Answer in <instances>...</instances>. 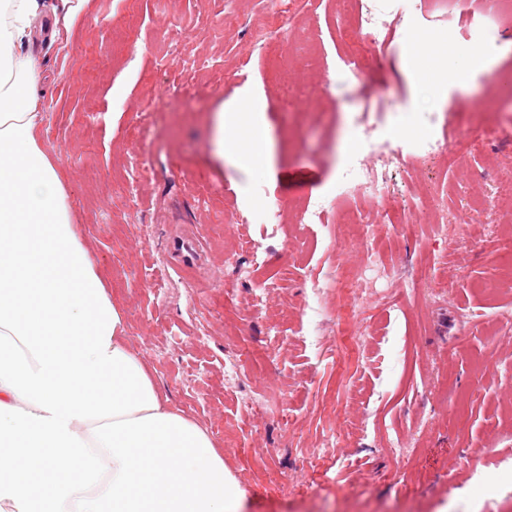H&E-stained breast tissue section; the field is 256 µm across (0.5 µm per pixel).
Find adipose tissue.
Returning a JSON list of instances; mask_svg holds the SVG:
<instances>
[{
    "instance_id": "ef3b65f1",
    "label": "adipose tissue",
    "mask_w": 512,
    "mask_h": 512,
    "mask_svg": "<svg viewBox=\"0 0 512 512\" xmlns=\"http://www.w3.org/2000/svg\"><path fill=\"white\" fill-rule=\"evenodd\" d=\"M89 0H0V512H239L245 493L208 431L171 409L132 349L73 224L70 194L36 132L40 65L33 23L71 25ZM421 82L461 83L426 38ZM218 156L272 164L251 95L214 116Z\"/></svg>"
}]
</instances>
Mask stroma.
Here are the masks:
<instances>
[{
  "mask_svg": "<svg viewBox=\"0 0 512 512\" xmlns=\"http://www.w3.org/2000/svg\"><path fill=\"white\" fill-rule=\"evenodd\" d=\"M435 2L402 0L378 131L414 159L391 191L444 195L471 209L466 228L431 211L396 227L339 222L343 208L376 204L336 195L339 173L368 156L362 105L338 72L348 40L336 0H89L39 55L37 138L76 231L160 393L223 451L244 512H512V213L496 199L512 181V140L493 132L512 102L498 81L512 72V23L484 0H452L443 15ZM260 28L269 49L252 43ZM429 36L451 64L477 47L503 52L438 95L414 77ZM181 85L198 95L167 102ZM243 88L264 101L267 172L214 156V114ZM444 121L469 148L419 159ZM142 161L151 175L129 193ZM318 200L324 223L267 234L273 212L292 218ZM180 236L196 243L194 262L176 251ZM374 250L393 275L364 289ZM337 277L355 292L313 296L312 280Z\"/></svg>",
  "mask_w": 512,
  "mask_h": 512,
  "instance_id": "stroma-1",
  "label": "stroma"
}]
</instances>
